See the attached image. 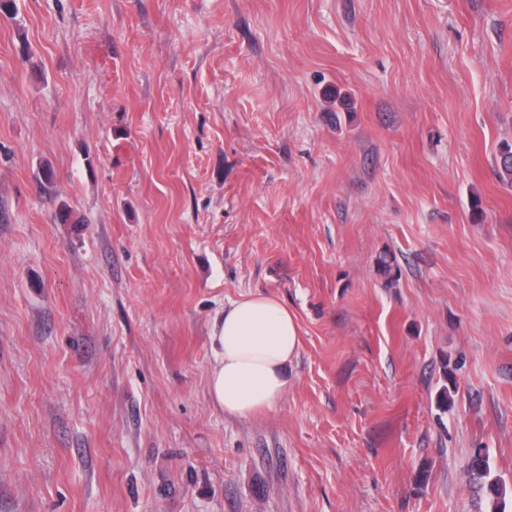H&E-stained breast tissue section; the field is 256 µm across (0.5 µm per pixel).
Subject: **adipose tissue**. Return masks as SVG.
<instances>
[{"label":"adipose tissue","mask_w":512,"mask_h":512,"mask_svg":"<svg viewBox=\"0 0 512 512\" xmlns=\"http://www.w3.org/2000/svg\"><path fill=\"white\" fill-rule=\"evenodd\" d=\"M211 342L208 393L216 409L248 420L281 401L301 338L295 316L278 298L250 295L229 302Z\"/></svg>","instance_id":"1"}]
</instances>
